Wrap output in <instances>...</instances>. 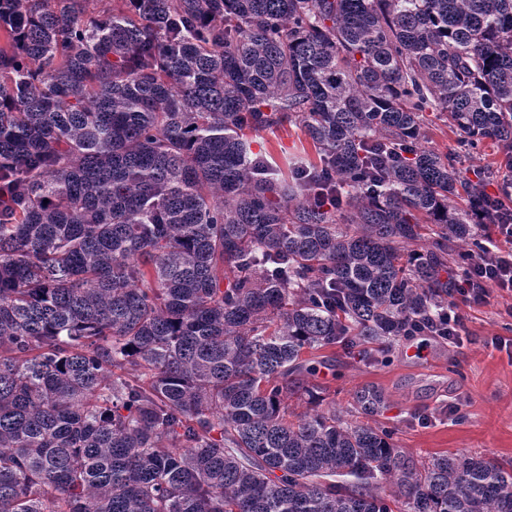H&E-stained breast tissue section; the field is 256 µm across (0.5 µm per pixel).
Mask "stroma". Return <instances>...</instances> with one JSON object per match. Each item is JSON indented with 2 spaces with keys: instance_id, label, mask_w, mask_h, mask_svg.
Returning <instances> with one entry per match:
<instances>
[{
  "instance_id": "obj_1",
  "label": "stroma",
  "mask_w": 512,
  "mask_h": 512,
  "mask_svg": "<svg viewBox=\"0 0 512 512\" xmlns=\"http://www.w3.org/2000/svg\"><path fill=\"white\" fill-rule=\"evenodd\" d=\"M249 140L285 174L317 158L293 123ZM460 310L459 344L415 336L396 340L385 358L340 346L307 352L315 383L329 391L323 409L354 412V391L372 386L386 402L375 423L396 428L397 447L414 460L455 453L512 470V292L494 291L487 303Z\"/></svg>"
}]
</instances>
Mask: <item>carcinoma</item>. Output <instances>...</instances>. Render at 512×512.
Wrapping results in <instances>:
<instances>
[{
  "mask_svg": "<svg viewBox=\"0 0 512 512\" xmlns=\"http://www.w3.org/2000/svg\"><path fill=\"white\" fill-rule=\"evenodd\" d=\"M286 123L280 177L244 136ZM511 172L512 0H0V512H512L491 460L286 418L305 352L454 303ZM438 112H425V130L429 138V146L444 153H453L458 149V132L450 125L435 118ZM245 138L252 142L251 149L254 153L261 150L273 154L269 159L284 176H288L294 166L317 158L314 147L301 127L293 123L257 135L246 132ZM501 160V155L497 152V148L490 141H485L479 146V149L472 154L470 162L465 166H469L471 174L468 176L475 179L472 172H482L487 167L495 166Z\"/></svg>",
  "mask_w": 512,
  "mask_h": 512,
  "instance_id": "carcinoma-1",
  "label": "carcinoma"
}]
</instances>
